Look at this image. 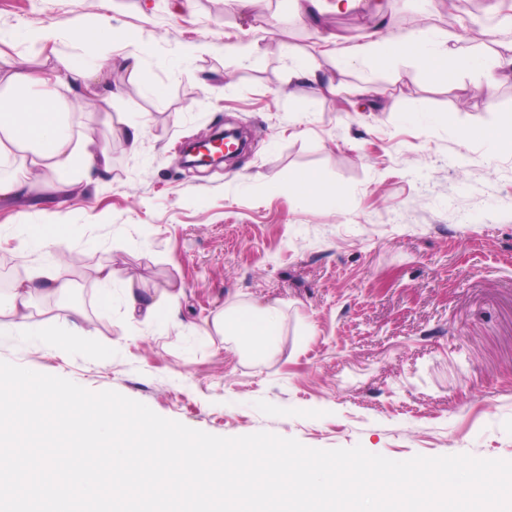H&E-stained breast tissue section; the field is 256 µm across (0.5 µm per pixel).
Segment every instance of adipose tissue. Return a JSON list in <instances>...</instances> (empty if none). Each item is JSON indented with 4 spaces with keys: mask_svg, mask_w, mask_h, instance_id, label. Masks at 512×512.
<instances>
[{
    "mask_svg": "<svg viewBox=\"0 0 512 512\" xmlns=\"http://www.w3.org/2000/svg\"><path fill=\"white\" fill-rule=\"evenodd\" d=\"M456 37L430 28L413 30L400 38L391 37L381 14H374L360 43L348 53L337 55L336 64L349 67L364 64L387 68L398 61L416 63L429 80L448 77L450 68L468 70L481 78L485 92H492L497 70L512 68L511 55L488 57L475 50L467 54L452 48ZM137 54L114 61L107 53H76L60 58L49 73L33 74L22 67H12L7 79H0V201L16 203L33 191L73 192L77 173L97 170L109 173L111 161L106 151L91 137H74L66 127V114L56 88L68 90L104 84L112 76L114 65L137 69ZM24 154L21 165H9L13 151ZM72 290L69 281L58 279L49 268L31 266L23 279L7 292L0 293V314L9 313L11 325L32 341L78 335V328L64 319L47 325L34 318L36 296L63 297ZM213 332L233 344L242 355L262 361L277 348L282 333L278 304L231 305L217 314Z\"/></svg>",
    "mask_w": 512,
    "mask_h": 512,
    "instance_id": "obj_1",
    "label": "adipose tissue"
}]
</instances>
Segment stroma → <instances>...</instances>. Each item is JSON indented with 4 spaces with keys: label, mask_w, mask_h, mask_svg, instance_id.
<instances>
[{
    "label": "stroma",
    "mask_w": 512,
    "mask_h": 512,
    "mask_svg": "<svg viewBox=\"0 0 512 512\" xmlns=\"http://www.w3.org/2000/svg\"><path fill=\"white\" fill-rule=\"evenodd\" d=\"M304 3L254 0L243 14L233 0H0V31L58 23L90 34L106 15L114 32L140 35V73L114 68L109 110L150 118L134 155L77 109V131L107 149L110 174L62 200L0 206V256L71 281L67 313L86 331L62 348L36 345L0 315V360L216 436L512 461V150L457 136L512 113V71L489 96L468 73L434 83L406 63L378 75L361 108L354 67L337 73V96L303 112L309 87L288 53L314 49L313 27L297 19ZM334 4L324 0L319 22L352 43L378 10L395 36L419 19L445 23L440 0H361L342 14ZM247 43L258 47L248 61L224 52ZM80 49L0 42V59L47 69ZM390 100L397 111L382 110ZM419 108L436 122L402 120ZM232 124L252 140L233 165L181 167L184 141ZM306 171L342 188L341 203L289 187ZM17 224L70 232L80 267L19 248ZM103 265L143 296L172 291L174 322L130 317L118 284L101 311ZM234 300L280 302L279 350L266 361L208 334Z\"/></svg>",
    "instance_id": "stroma-1"
}]
</instances>
